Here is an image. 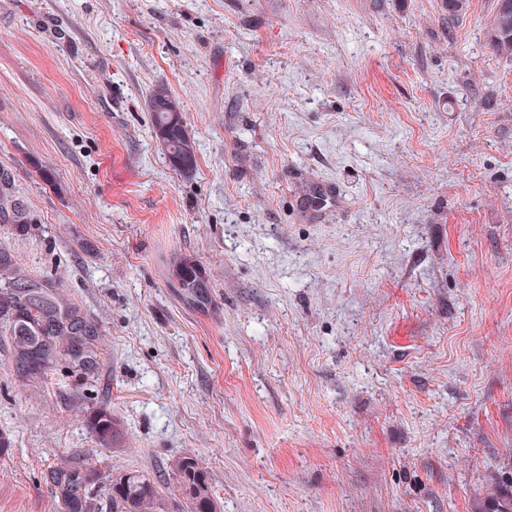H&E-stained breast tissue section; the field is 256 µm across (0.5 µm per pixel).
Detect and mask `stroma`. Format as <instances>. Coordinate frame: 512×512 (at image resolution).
Masks as SVG:
<instances>
[{"label": "stroma", "mask_w": 512, "mask_h": 512, "mask_svg": "<svg viewBox=\"0 0 512 512\" xmlns=\"http://www.w3.org/2000/svg\"><path fill=\"white\" fill-rule=\"evenodd\" d=\"M494 6L0 0V168L29 222L0 247L104 331L91 382H29L0 335V512H57L41 473L74 456L158 481L201 459L220 512H474L512 473ZM161 89L192 175L152 134ZM185 257L206 310L172 286ZM148 107L155 138L162 145L171 167L183 175L192 174L198 166L196 146L189 136L184 114L177 101L165 93L163 101L158 103L155 93ZM161 132H168L163 141L159 137ZM180 161L187 163V166H180ZM97 443L103 448H112V445L121 443L120 433L112 410L107 407H98L93 411L90 422Z\"/></svg>", "instance_id": "1"}]
</instances>
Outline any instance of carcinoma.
<instances>
[{
  "label": "carcinoma",
  "mask_w": 512,
  "mask_h": 512,
  "mask_svg": "<svg viewBox=\"0 0 512 512\" xmlns=\"http://www.w3.org/2000/svg\"><path fill=\"white\" fill-rule=\"evenodd\" d=\"M489 38L495 52L512 57V0H497ZM149 111L154 135L168 133L161 145L171 167L183 175L192 174L198 166L196 146L177 101L167 94L159 103L154 95ZM0 224H11L20 232L28 227L24 206L13 191L12 175L5 169L0 170ZM174 288L186 304L198 309L207 306L208 293L193 261L184 258L179 262ZM0 333L10 339L16 372L30 382L41 380L58 366L83 378L93 375L99 366L103 333L95 322L62 290L32 276L3 247ZM90 426L101 447L121 443L111 409H95ZM167 476L166 485L181 512H217L206 471L197 459L184 456L172 460ZM44 481L58 512H167L158 482L138 469L109 477L102 491L98 469L70 458L47 466ZM478 512H512V489L498 480L487 485Z\"/></svg>",
  "instance_id": "obj_1"
}]
</instances>
